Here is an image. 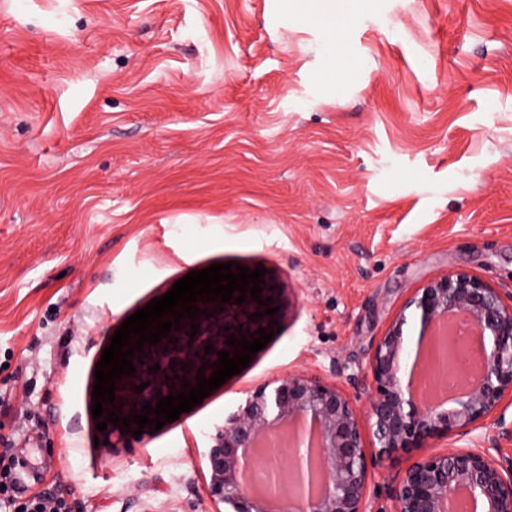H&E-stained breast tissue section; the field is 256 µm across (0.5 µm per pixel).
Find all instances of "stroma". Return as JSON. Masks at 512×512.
<instances>
[{"instance_id": "35a3bbf8", "label": "stroma", "mask_w": 512, "mask_h": 512, "mask_svg": "<svg viewBox=\"0 0 512 512\" xmlns=\"http://www.w3.org/2000/svg\"><path fill=\"white\" fill-rule=\"evenodd\" d=\"M358 66L322 88L302 0H0V434L16 492L72 512H218L203 452L295 372L359 414L405 299L464 269L512 283V0H354ZM264 266L287 308L246 369L100 457L95 367L124 320L191 271ZM393 457L493 446L500 420Z\"/></svg>"}]
</instances>
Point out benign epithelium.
I'll use <instances>...</instances> for the list:
<instances>
[{"label": "benign epithelium", "instance_id": "7a95c632", "mask_svg": "<svg viewBox=\"0 0 512 512\" xmlns=\"http://www.w3.org/2000/svg\"><path fill=\"white\" fill-rule=\"evenodd\" d=\"M261 299L272 297L264 306L252 297L241 305L196 302L213 316L197 317L199 332L190 337L191 320L180 321V329L156 345H144L146 356L132 358L136 373L116 381V414L127 417L141 413L142 405L156 406L159 399L183 391L188 381L197 386L196 375L203 363L218 360L217 352L235 348L226 344L229 335L257 339L258 328L269 331L279 315L248 320L252 313L280 305V290L262 283ZM461 312L480 337L484 366L477 384L458 395L452 405H432L408 386L407 377L416 375L418 364L410 362L411 334L418 330L417 353L423 345L453 348L454 336L437 330L448 315ZM230 330H224V327ZM242 332H237V329ZM179 342H173V339ZM213 345L210 353L205 346ZM160 365L156 373L148 368ZM368 369L374 395L367 422H362L347 395L336 384L308 373L283 378L266 392H252L238 410L209 436L204 456L210 470L209 496L231 512H267L264 499L257 496L241 468L242 456L258 441L282 433L288 441L290 464L276 479L275 488L288 496L289 512H367L368 463L364 430H369L374 447L392 455L408 448H424L431 440L446 439L477 428L492 415L507 394H512V289L496 286L466 270H454L435 277L415 289L369 356ZM143 383L141 392L134 387ZM308 418L318 427V470L321 491L306 489L307 478L298 459L294 435L289 427ZM100 447L106 457L124 446L127 435L107 423ZM463 493L484 512H512V460L495 458L489 448H468L438 452L411 465L404 478L391 489L392 512H448V499Z\"/></svg>", "mask_w": 512, "mask_h": 512}]
</instances>
